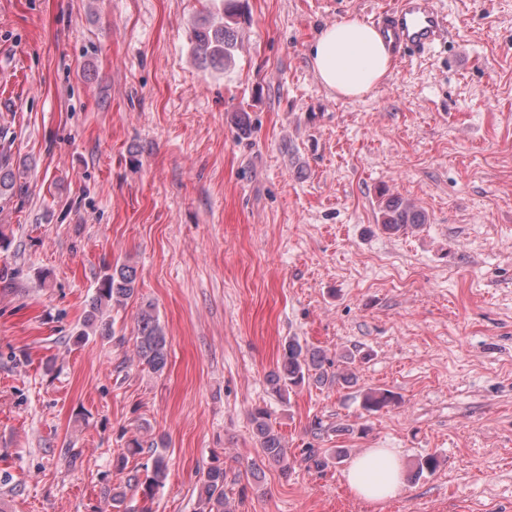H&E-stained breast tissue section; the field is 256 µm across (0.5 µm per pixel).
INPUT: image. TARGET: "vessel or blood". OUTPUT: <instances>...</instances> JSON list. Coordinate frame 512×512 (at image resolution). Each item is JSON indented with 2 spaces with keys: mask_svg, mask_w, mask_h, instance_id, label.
<instances>
[{
  "mask_svg": "<svg viewBox=\"0 0 512 512\" xmlns=\"http://www.w3.org/2000/svg\"><path fill=\"white\" fill-rule=\"evenodd\" d=\"M373 21L401 58L409 52L429 53L451 34L438 0H394L392 7L378 8Z\"/></svg>",
  "mask_w": 512,
  "mask_h": 512,
  "instance_id": "vessel-or-blood-1",
  "label": "vessel or blood"
}]
</instances>
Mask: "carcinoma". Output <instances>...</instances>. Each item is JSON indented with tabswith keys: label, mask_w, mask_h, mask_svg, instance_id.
Here are the masks:
<instances>
[{
	"label": "carcinoma",
	"mask_w": 512,
	"mask_h": 512,
	"mask_svg": "<svg viewBox=\"0 0 512 512\" xmlns=\"http://www.w3.org/2000/svg\"><path fill=\"white\" fill-rule=\"evenodd\" d=\"M235 17L237 9L232 0H224V26L215 30L205 27L195 30L196 52L213 60L230 62L236 45ZM18 179L20 176L14 170L11 156L4 151L1 152L0 200L8 202L23 190V185L18 183ZM425 221V215L402 197L389 193L381 194L377 222L382 229L395 233L423 224ZM137 292L135 266L123 263L107 268L99 287L89 300L83 321L85 331L82 335L86 336L91 332L103 339L112 338V323L105 319L106 312L111 307L123 305L136 296ZM134 355L139 365L154 374H163L168 366L166 336L155 308L149 302L140 308L136 319ZM354 361L353 354L341 355L338 362L342 363L343 369L330 373L328 369L333 367V362L322 350L303 344L296 338H290L283 345L276 368L267 374V383L272 393L280 398L307 384L336 383L341 386H352L355 378L350 372V365ZM394 400V395L388 391L369 389L360 394V408L367 414H374ZM250 421L264 460L278 467L282 474H288L292 469V462L288 457L282 435L270 423L269 412L264 408H256L250 413ZM150 447L153 448L150 471L146 472L143 478L136 470L129 472L126 489H112V504L123 503L128 489L142 491L143 499L149 500L154 497L157 489L162 487L169 466L167 456L161 452L166 444L162 438L153 439L150 441ZM142 451V441L137 438L129 440L124 451L117 456L118 470H125L128 459L141 454ZM345 456V448L336 449L332 455L321 448H307L304 451L303 462L309 468L322 470L329 465L330 459L334 458L339 462ZM225 479L224 467L213 465L208 468L199 487L197 512H231L224 491Z\"/></svg>",
	"instance_id": "1"
}]
</instances>
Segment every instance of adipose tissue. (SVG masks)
<instances>
[{"label":"adipose tissue","mask_w":512,"mask_h":512,"mask_svg":"<svg viewBox=\"0 0 512 512\" xmlns=\"http://www.w3.org/2000/svg\"><path fill=\"white\" fill-rule=\"evenodd\" d=\"M318 79L340 98H360L386 82L393 57L379 31L356 18L324 28L309 49ZM352 494L376 504L396 497L403 488L400 460L386 448H372L355 458L345 473Z\"/></svg>","instance_id":"obj_1"}]
</instances>
